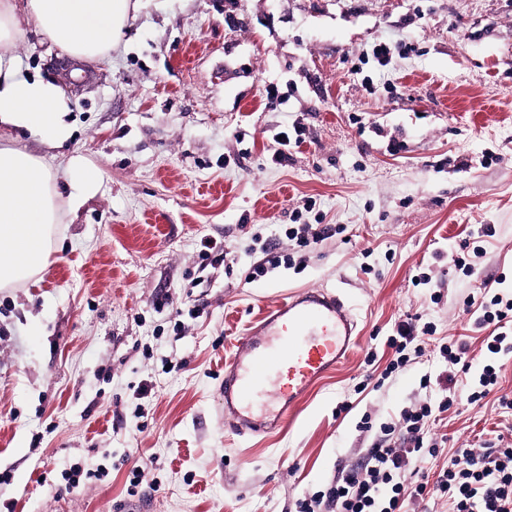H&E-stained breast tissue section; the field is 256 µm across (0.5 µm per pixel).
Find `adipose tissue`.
<instances>
[{
  "instance_id": "obj_1",
  "label": "adipose tissue",
  "mask_w": 512,
  "mask_h": 512,
  "mask_svg": "<svg viewBox=\"0 0 512 512\" xmlns=\"http://www.w3.org/2000/svg\"><path fill=\"white\" fill-rule=\"evenodd\" d=\"M134 0H0V45L28 21L74 60L108 54L123 36ZM58 87L18 76L0 60V124L26 126L50 140L69 135ZM59 222L57 193L44 160L0 149V289L38 274L48 263Z\"/></svg>"
}]
</instances>
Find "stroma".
I'll list each match as a JSON object with an SVG mask.
<instances>
[{
    "instance_id": "stroma-1",
    "label": "stroma",
    "mask_w": 512,
    "mask_h": 512,
    "mask_svg": "<svg viewBox=\"0 0 512 512\" xmlns=\"http://www.w3.org/2000/svg\"><path fill=\"white\" fill-rule=\"evenodd\" d=\"M22 30L0 58L63 90L70 136L0 126V148L43 158L64 204L48 266L0 290V512H296L418 400L437 340L478 354L464 299L512 295V0H138L109 56L81 63ZM397 42L407 52L379 66L373 48ZM296 120L305 141L276 164L273 136ZM74 157L103 178L73 204ZM298 209L336 235L249 280L265 247L287 250ZM481 224L494 236H472ZM207 238L225 250L202 271ZM321 288L357 323L349 357L280 427L237 431L225 361L262 313ZM415 316L434 343L367 366ZM430 429L434 477L512 417L457 402ZM76 462L101 478L60 493Z\"/></svg>"
}]
</instances>
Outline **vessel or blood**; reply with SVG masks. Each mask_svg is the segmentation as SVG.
Instances as JSON below:
<instances>
[{"instance_id": "b4317fda", "label": "vessel or blood", "mask_w": 512, "mask_h": 512, "mask_svg": "<svg viewBox=\"0 0 512 512\" xmlns=\"http://www.w3.org/2000/svg\"><path fill=\"white\" fill-rule=\"evenodd\" d=\"M357 324L341 299L308 290L269 309L224 365V410L238 430L277 427L349 356Z\"/></svg>"}]
</instances>
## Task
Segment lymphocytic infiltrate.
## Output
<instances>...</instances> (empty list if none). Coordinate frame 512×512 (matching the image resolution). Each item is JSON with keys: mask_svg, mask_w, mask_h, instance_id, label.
Returning a JSON list of instances; mask_svg holds the SVG:
<instances>
[{"mask_svg": "<svg viewBox=\"0 0 512 512\" xmlns=\"http://www.w3.org/2000/svg\"><path fill=\"white\" fill-rule=\"evenodd\" d=\"M464 305L480 309L476 323L490 331L481 347V371L472 373L466 342L452 338L442 343L439 355L448 366L445 380L452 384V391L437 402L427 396L404 409L398 424L382 429L385 436L403 431L410 447L395 448L385 442L375 445L364 464L342 475L326 498L300 500V512H316L324 501L335 505L336 512H408L409 504L436 499L447 501L448 512H512V440H481L454 449L436 481L425 477L413 484L404 481L409 465L417 463L423 453L436 451L437 442L428 428L434 408L447 410L458 401L480 405L499 383L501 358L512 353V297L487 288L479 297L465 298ZM433 333L428 324L396 323L385 341L392 353L391 367L409 362L410 345L424 344Z\"/></svg>", "mask_w": 512, "mask_h": 512, "instance_id": "obj_1", "label": "lymphocytic infiltrate"}]
</instances>
